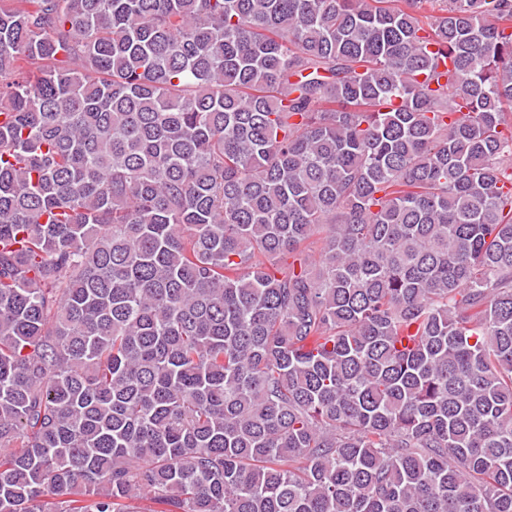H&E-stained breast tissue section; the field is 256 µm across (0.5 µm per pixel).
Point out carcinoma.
Segmentation results:
<instances>
[{
  "instance_id": "carcinoma-1",
  "label": "carcinoma",
  "mask_w": 512,
  "mask_h": 512,
  "mask_svg": "<svg viewBox=\"0 0 512 512\" xmlns=\"http://www.w3.org/2000/svg\"><path fill=\"white\" fill-rule=\"evenodd\" d=\"M23 2L0 512H512V0Z\"/></svg>"
}]
</instances>
